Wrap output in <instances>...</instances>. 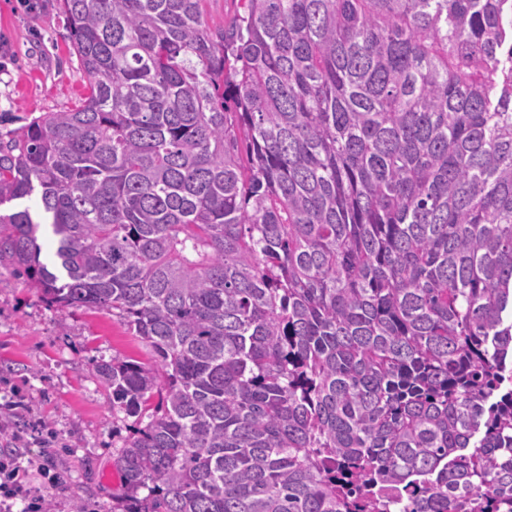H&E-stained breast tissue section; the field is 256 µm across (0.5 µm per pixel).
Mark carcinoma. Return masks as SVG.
<instances>
[{
    "mask_svg": "<svg viewBox=\"0 0 512 512\" xmlns=\"http://www.w3.org/2000/svg\"><path fill=\"white\" fill-rule=\"evenodd\" d=\"M58 2L0 206L65 276L0 258L158 355L96 364L123 512H512V0ZM239 0H205L203 13L212 29H227L239 13H242Z\"/></svg>",
    "mask_w": 512,
    "mask_h": 512,
    "instance_id": "cac0c4a2",
    "label": "carcinoma"
}]
</instances>
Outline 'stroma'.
Listing matches in <instances>:
<instances>
[{
  "label": "stroma",
  "mask_w": 512,
  "mask_h": 512,
  "mask_svg": "<svg viewBox=\"0 0 512 512\" xmlns=\"http://www.w3.org/2000/svg\"><path fill=\"white\" fill-rule=\"evenodd\" d=\"M0 0V141L16 138L33 119L66 112L87 94L88 77L76 57L58 0ZM155 365L153 349L107 310L61 309L8 262H0V405L18 403L17 431L29 450L63 477L53 512H112L122 492L115 465L134 417L113 412L112 393L95 373L102 357Z\"/></svg>",
  "instance_id": "35a3bbf8"
}]
</instances>
